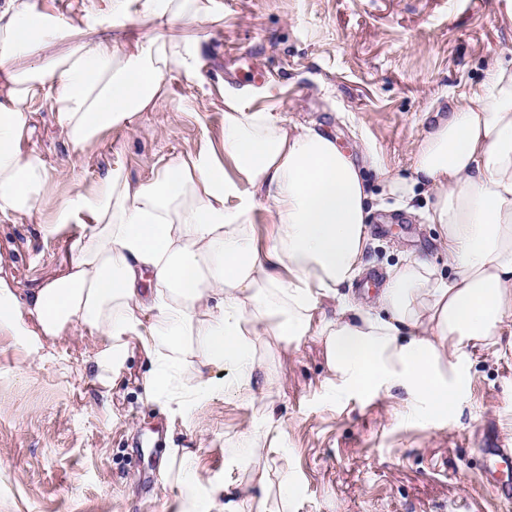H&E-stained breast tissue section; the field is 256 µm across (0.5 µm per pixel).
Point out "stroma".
Listing matches in <instances>:
<instances>
[{
	"label": "stroma",
	"mask_w": 512,
	"mask_h": 512,
	"mask_svg": "<svg viewBox=\"0 0 512 512\" xmlns=\"http://www.w3.org/2000/svg\"><path fill=\"white\" fill-rule=\"evenodd\" d=\"M108 0H30L50 23L82 20L112 35ZM221 19L157 28L127 20L122 41L164 33L201 39L196 77L169 72V92L135 131L115 127L82 148L34 105L26 150L51 177L30 215L0 222V274L19 300L71 259L68 233L44 232L60 202L123 168L136 183L163 162L220 148L224 95L240 93L289 122L333 134L363 162L371 241L353 286L374 302L387 266L427 259L448 274V253L424 213L382 193L383 172L410 175L425 126L468 103L490 66L512 68V0H221ZM375 154L380 168L365 164ZM94 337L74 327L55 344L0 333V512H187L217 486L239 512H501L481 483L484 451L512 453V335L461 360L455 406L441 417L398 393L342 392L328 381L315 337L256 339L257 387L225 382L187 411L149 399L151 365L138 347L113 381L99 378ZM38 366H31V358ZM282 421L264 431L263 413ZM266 450V486L241 451Z\"/></svg>",
	"instance_id": "obj_1"
}]
</instances>
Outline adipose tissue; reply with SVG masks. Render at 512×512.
Wrapping results in <instances>:
<instances>
[{"mask_svg":"<svg viewBox=\"0 0 512 512\" xmlns=\"http://www.w3.org/2000/svg\"><path fill=\"white\" fill-rule=\"evenodd\" d=\"M137 3L163 25H204L221 10L219 0ZM44 32L28 0H0V220L29 215L49 179L23 148L36 100L79 147L115 126L136 129L165 95V74L194 75L200 51L160 34L120 49L70 24V47L51 52L47 67L20 66L22 53L44 49ZM383 191L428 198L449 273L402 260L367 305L350 291L370 242L353 154L325 131L225 94L223 152L166 161L146 183L113 168L94 193L61 202L44 230L80 226L72 259L24 305L0 276V331L49 344L81 325L99 340L102 374L138 342L152 367L149 395L182 408L219 392L212 372L224 365L253 379L257 333L313 336L333 387L396 391L439 413L459 387L457 362L512 325V69L491 68L469 104L427 125L410 177L386 176ZM262 199L274 227L264 246L254 222Z\"/></svg>","mask_w":512,"mask_h":512,"instance_id":"ef3b65f1","label":"adipose tissue"}]
</instances>
